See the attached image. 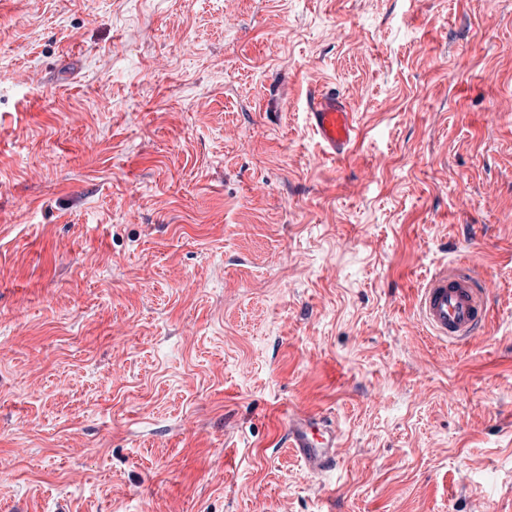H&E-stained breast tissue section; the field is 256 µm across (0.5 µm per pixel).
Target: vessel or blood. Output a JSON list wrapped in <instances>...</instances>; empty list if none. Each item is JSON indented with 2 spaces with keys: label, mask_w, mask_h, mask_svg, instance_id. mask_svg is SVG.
<instances>
[{
  "label": "vessel or blood",
  "mask_w": 512,
  "mask_h": 512,
  "mask_svg": "<svg viewBox=\"0 0 512 512\" xmlns=\"http://www.w3.org/2000/svg\"><path fill=\"white\" fill-rule=\"evenodd\" d=\"M307 119L323 154L339 158L348 152L357 128L345 97L329 88L314 90L308 100ZM487 313L483 290L470 271L442 269L421 290L420 314L424 323L435 336L449 343L474 335ZM287 437L289 447L296 450L310 473L335 470L341 461V432L322 416L289 414Z\"/></svg>",
  "instance_id": "obj_1"
}]
</instances>
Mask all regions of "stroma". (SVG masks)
Segmentation results:
<instances>
[{
  "label": "stroma",
  "mask_w": 512,
  "mask_h": 512,
  "mask_svg": "<svg viewBox=\"0 0 512 512\" xmlns=\"http://www.w3.org/2000/svg\"><path fill=\"white\" fill-rule=\"evenodd\" d=\"M0 512H512V0H0ZM308 126L324 155L342 157L356 136V122L347 99L333 89L314 90L308 100ZM483 290L470 271L444 268L421 290V317L435 336L459 343L474 335L487 316ZM288 446L313 474L335 470L341 461L343 439L333 423L316 414H288Z\"/></svg>",
  "instance_id": "35a3bbf8"
}]
</instances>
